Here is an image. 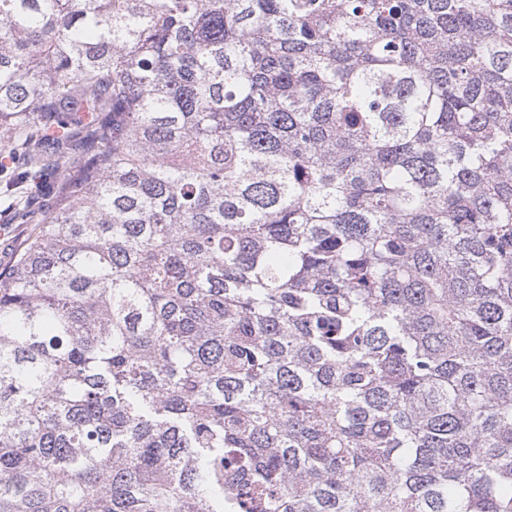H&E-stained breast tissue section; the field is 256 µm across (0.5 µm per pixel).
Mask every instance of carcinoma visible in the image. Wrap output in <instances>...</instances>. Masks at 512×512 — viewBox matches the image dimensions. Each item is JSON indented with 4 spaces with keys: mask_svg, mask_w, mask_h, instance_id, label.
<instances>
[{
    "mask_svg": "<svg viewBox=\"0 0 512 512\" xmlns=\"http://www.w3.org/2000/svg\"><path fill=\"white\" fill-rule=\"evenodd\" d=\"M0 126V512H512V0H0ZM0 270L7 267L13 257L16 245L24 239L33 227V224H0ZM7 226L9 234L3 235V227Z\"/></svg>",
    "mask_w": 512,
    "mask_h": 512,
    "instance_id": "carcinoma-1",
    "label": "carcinoma"
}]
</instances>
